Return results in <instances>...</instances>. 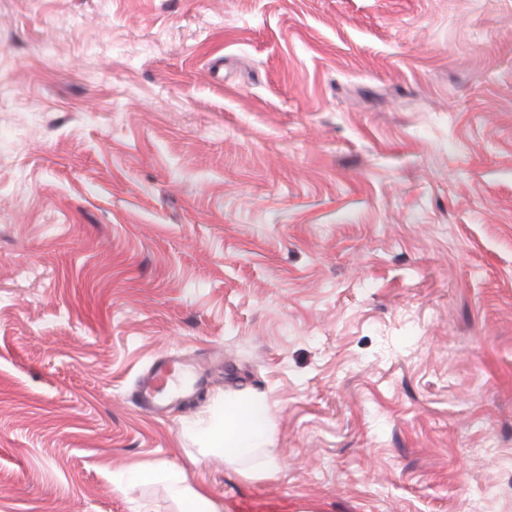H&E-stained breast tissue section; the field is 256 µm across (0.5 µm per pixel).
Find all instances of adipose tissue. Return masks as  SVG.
I'll return each instance as SVG.
<instances>
[{
    "mask_svg": "<svg viewBox=\"0 0 512 512\" xmlns=\"http://www.w3.org/2000/svg\"><path fill=\"white\" fill-rule=\"evenodd\" d=\"M273 419L266 397L237 396L224 401V410L207 434L208 450L222 456L225 462L238 464L250 459L258 448L270 443ZM168 484L177 512H223L200 485L190 482L187 469L169 463L165 469L144 464L128 472L125 487Z\"/></svg>",
    "mask_w": 512,
    "mask_h": 512,
    "instance_id": "1",
    "label": "adipose tissue"
}]
</instances>
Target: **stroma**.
<instances>
[{
  "instance_id": "stroma-1",
  "label": "stroma",
  "mask_w": 512,
  "mask_h": 512,
  "mask_svg": "<svg viewBox=\"0 0 512 512\" xmlns=\"http://www.w3.org/2000/svg\"><path fill=\"white\" fill-rule=\"evenodd\" d=\"M239 392L272 476L195 432ZM191 457L223 512H512V0H0V512ZM177 361L162 360L157 362L143 377L137 397L142 408L156 417H162L164 407L158 403L156 392L159 388H166L174 380L181 368L176 367Z\"/></svg>"
}]
</instances>
